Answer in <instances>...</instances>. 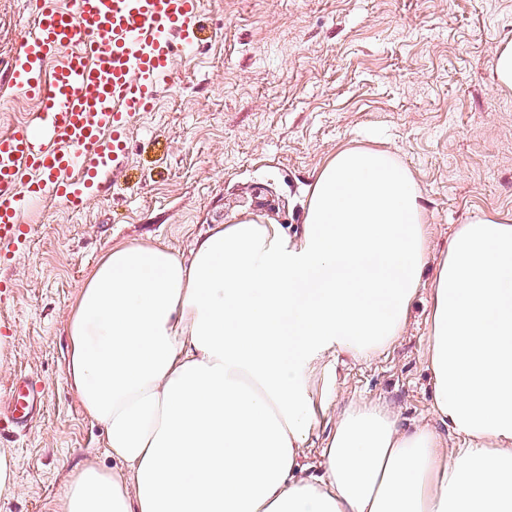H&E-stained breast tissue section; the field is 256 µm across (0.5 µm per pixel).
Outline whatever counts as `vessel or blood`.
Instances as JSON below:
<instances>
[{
    "label": "vessel or blood",
    "instance_id": "obj_1",
    "mask_svg": "<svg viewBox=\"0 0 512 512\" xmlns=\"http://www.w3.org/2000/svg\"><path fill=\"white\" fill-rule=\"evenodd\" d=\"M204 0H35L9 85L38 110L0 134V246L28 243L34 202L79 208L126 158L137 118L152 111L178 49L198 43ZM42 390L16 388L15 423L32 419Z\"/></svg>",
    "mask_w": 512,
    "mask_h": 512
}]
</instances>
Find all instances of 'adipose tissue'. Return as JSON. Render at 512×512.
Segmentation results:
<instances>
[{
  "label": "adipose tissue",
  "mask_w": 512,
  "mask_h": 512,
  "mask_svg": "<svg viewBox=\"0 0 512 512\" xmlns=\"http://www.w3.org/2000/svg\"><path fill=\"white\" fill-rule=\"evenodd\" d=\"M421 200L394 154L345 148L316 173L300 235L249 214L186 260L112 245L70 308L66 376L117 465L86 462L47 512H512V219L498 214L459 225L428 282L437 424L348 401L318 475L301 474L313 363L406 333L430 263Z\"/></svg>",
  "instance_id": "1"
}]
</instances>
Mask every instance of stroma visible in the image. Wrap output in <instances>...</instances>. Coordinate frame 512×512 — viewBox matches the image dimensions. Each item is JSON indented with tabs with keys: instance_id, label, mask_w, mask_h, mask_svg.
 <instances>
[{
	"instance_id": "obj_1",
	"label": "stroma",
	"mask_w": 512,
	"mask_h": 512,
	"mask_svg": "<svg viewBox=\"0 0 512 512\" xmlns=\"http://www.w3.org/2000/svg\"><path fill=\"white\" fill-rule=\"evenodd\" d=\"M31 0H0V73L22 42ZM203 38L179 58L155 111L136 124L122 171L81 209L27 213V246L0 261V454L16 493L0 512H46L91 460L112 468L105 430L66 378L65 324L86 274L120 241L189 255L199 236L246 211L303 231L317 169L357 143L392 152L422 192L434 253L478 213L512 216V90L492 60L512 41V0H206ZM430 291L386 353L311 375L323 402L304 447L317 461L349 399L392 404L402 426L434 422L425 362ZM45 399L27 427L6 407L20 378Z\"/></svg>"
}]
</instances>
